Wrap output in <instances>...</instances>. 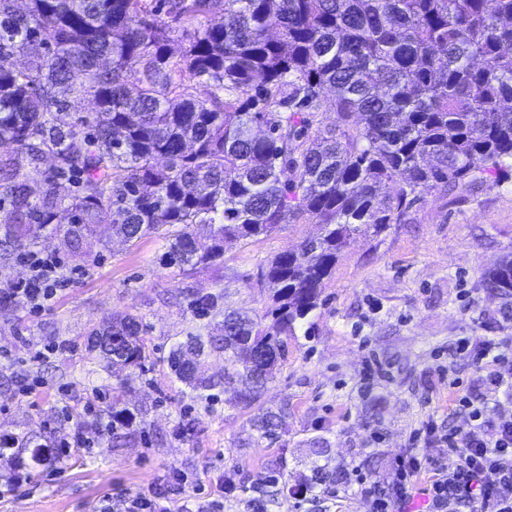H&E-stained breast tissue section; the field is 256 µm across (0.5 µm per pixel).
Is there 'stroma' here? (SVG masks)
<instances>
[{"instance_id":"stroma-1","label":"stroma","mask_w":512,"mask_h":512,"mask_svg":"<svg viewBox=\"0 0 512 512\" xmlns=\"http://www.w3.org/2000/svg\"><path fill=\"white\" fill-rule=\"evenodd\" d=\"M35 224L23 243H0V279L27 274V249L59 257L80 276L41 313L0 300V436L14 440L0 455V480L21 478L0 493V512H96L105 499L147 488L173 506L223 500V512H246L248 487L261 483L272 461L292 475L309 474L308 442H328L329 467L351 473L348 485L311 500L284 494L271 512H372L362 486L390 489L397 458L415 447L411 435L427 422L466 429L470 407L491 418L512 417V392L485 385L474 357L483 341L502 344L497 370L512 381V313L481 286L483 273L512 253V171L499 186H459L425 195L405 223L357 238L342 250L320 305L293 335L274 378L248 404L219 394L201 400L168 365L189 337L219 335L224 312L262 319L267 297L257 279L275 254L296 249L319 227L310 220L280 225L270 235L226 245L217 266L185 269L161 263L169 243L149 234L114 235L101 218L72 253L63 226ZM219 295L218 310L190 309L194 296ZM142 323L144 368L113 367L90 347L113 319ZM56 340L65 351L49 361L31 356ZM128 425L102 431L113 410ZM281 413L276 442L262 441L254 421ZM81 431L84 444L64 458L36 460L37 446L57 448ZM378 457L377 468L364 467Z\"/></svg>"}]
</instances>
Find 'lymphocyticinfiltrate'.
<instances>
[{"label": "lymphocytic infiltrate", "instance_id": "1", "mask_svg": "<svg viewBox=\"0 0 512 512\" xmlns=\"http://www.w3.org/2000/svg\"><path fill=\"white\" fill-rule=\"evenodd\" d=\"M22 259L29 276L5 282L0 297L17 300L36 311L45 310L68 287L71 278L61 273L59 262L52 257L29 250L23 252ZM486 423L484 410H475L463 448L457 444V432L441 433L433 425L424 426L425 443L442 450L426 489L432 512H446L447 507L474 501L479 502L480 512H512V419H498L491 440L483 434ZM423 466L419 457L400 456L391 493L363 488V496L372 501L373 512H402L413 496L415 479ZM489 473L495 475V482L486 481Z\"/></svg>", "mask_w": 512, "mask_h": 512}]
</instances>
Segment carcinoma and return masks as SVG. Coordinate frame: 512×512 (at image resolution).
Returning <instances> with one entry per match:
<instances>
[{
	"instance_id": "cac0c4a2",
	"label": "carcinoma",
	"mask_w": 512,
	"mask_h": 512,
	"mask_svg": "<svg viewBox=\"0 0 512 512\" xmlns=\"http://www.w3.org/2000/svg\"><path fill=\"white\" fill-rule=\"evenodd\" d=\"M13 2L0 0L6 238L56 219L55 179L64 177L79 179L68 233L107 213L129 241L171 239L167 265L216 264L229 241L304 217L320 224L263 271L272 323L224 313L222 335L210 339L224 351L223 379H198L182 350L171 353V369L195 391L221 385L253 399L351 239L405 222L429 192L496 185L512 161V0H29L22 13ZM18 54L27 69L16 67ZM62 89L95 102L87 133ZM322 112L336 124L321 126ZM260 122L267 133L257 137ZM45 152L57 159L54 178L32 203L19 169L37 168ZM195 224L209 236L197 237ZM481 287L511 303L512 257ZM140 332L126 316L98 348L141 367ZM255 427L274 440L281 415L267 411ZM349 480L345 468L315 463L295 493ZM287 485L281 458L249 512H269Z\"/></svg>"
}]
</instances>
